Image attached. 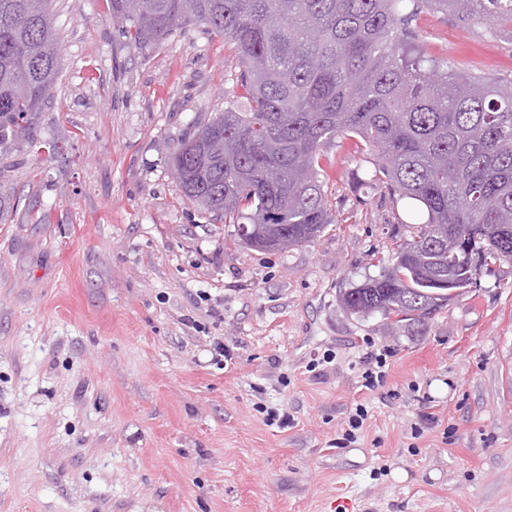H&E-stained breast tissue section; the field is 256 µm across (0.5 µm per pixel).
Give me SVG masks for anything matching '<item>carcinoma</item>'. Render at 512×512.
<instances>
[{"instance_id": "carcinoma-1", "label": "carcinoma", "mask_w": 512, "mask_h": 512, "mask_svg": "<svg viewBox=\"0 0 512 512\" xmlns=\"http://www.w3.org/2000/svg\"><path fill=\"white\" fill-rule=\"evenodd\" d=\"M51 0H0V144L30 142L52 97L61 50ZM140 52L199 24L238 60L227 107L172 157L182 198L226 224H274L312 241L330 224L321 152L357 136L377 171L365 184L423 206L377 280L343 294L350 313L407 326L470 282L463 238L484 266L512 263V79L429 70L410 51L422 11L512 28V0H110Z\"/></svg>"}]
</instances>
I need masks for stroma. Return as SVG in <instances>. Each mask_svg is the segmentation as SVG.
<instances>
[{
    "instance_id": "35a3bbf8",
    "label": "stroma",
    "mask_w": 512,
    "mask_h": 512,
    "mask_svg": "<svg viewBox=\"0 0 512 512\" xmlns=\"http://www.w3.org/2000/svg\"><path fill=\"white\" fill-rule=\"evenodd\" d=\"M53 22L61 72L33 134L58 149L0 146V512H512V265L422 323L346 312L409 234L360 138L322 152L320 237L228 246L169 159L223 111L234 52L191 26L141 54L110 0H53ZM411 30L414 54L512 77L510 28L423 12Z\"/></svg>"
}]
</instances>
